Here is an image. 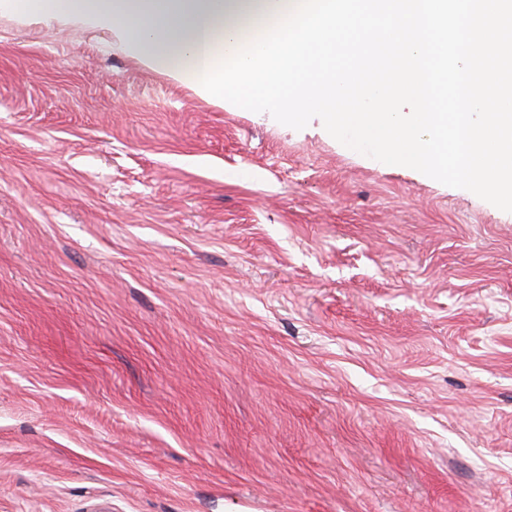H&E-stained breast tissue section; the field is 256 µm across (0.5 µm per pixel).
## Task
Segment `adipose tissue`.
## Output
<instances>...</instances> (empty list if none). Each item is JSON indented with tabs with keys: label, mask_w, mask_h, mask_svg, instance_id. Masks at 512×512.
I'll return each instance as SVG.
<instances>
[{
	"label": "adipose tissue",
	"mask_w": 512,
	"mask_h": 512,
	"mask_svg": "<svg viewBox=\"0 0 512 512\" xmlns=\"http://www.w3.org/2000/svg\"><path fill=\"white\" fill-rule=\"evenodd\" d=\"M302 0H0L6 10L108 31L151 66L184 82H199L201 67L232 56L256 26L272 27L279 13Z\"/></svg>",
	"instance_id": "ef3b65f1"
}]
</instances>
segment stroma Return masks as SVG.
I'll return each instance as SVG.
<instances>
[{
  "instance_id": "obj_1",
  "label": "stroma",
  "mask_w": 512,
  "mask_h": 512,
  "mask_svg": "<svg viewBox=\"0 0 512 512\" xmlns=\"http://www.w3.org/2000/svg\"><path fill=\"white\" fill-rule=\"evenodd\" d=\"M0 512H512V212L0 13Z\"/></svg>"
}]
</instances>
